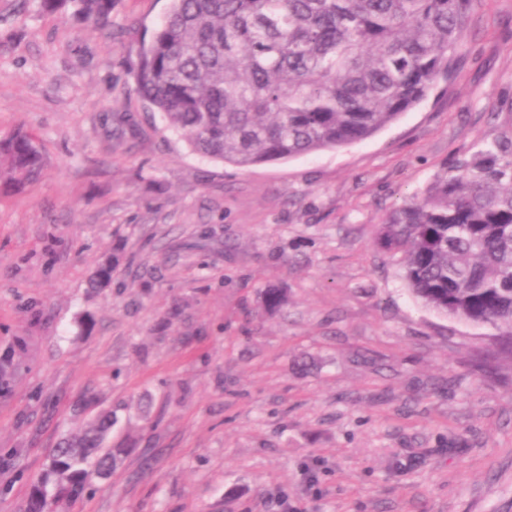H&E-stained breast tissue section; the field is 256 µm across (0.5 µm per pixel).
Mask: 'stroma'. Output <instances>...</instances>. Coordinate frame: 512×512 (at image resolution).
Here are the masks:
<instances>
[{
  "label": "stroma",
  "mask_w": 512,
  "mask_h": 512,
  "mask_svg": "<svg viewBox=\"0 0 512 512\" xmlns=\"http://www.w3.org/2000/svg\"><path fill=\"white\" fill-rule=\"evenodd\" d=\"M168 6L116 0L104 35L0 0V139L32 134L45 162L0 184V512H26L88 398L130 453L73 512H512V351L416 300L374 243L512 131V0H475L453 74L373 137L247 169L135 91ZM116 255L107 256L93 271L90 277V287L94 290L104 288L112 282V273L118 265Z\"/></svg>",
  "instance_id": "1"
}]
</instances>
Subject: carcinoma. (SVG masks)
I'll use <instances>...</instances> for the list:
<instances>
[{
  "mask_svg": "<svg viewBox=\"0 0 512 512\" xmlns=\"http://www.w3.org/2000/svg\"><path fill=\"white\" fill-rule=\"evenodd\" d=\"M101 34L115 0H38ZM474 0H170L135 49V91L192 151L247 169L368 139L420 105L449 76ZM43 156L23 132L0 140V179L35 180ZM375 242L403 254V278L425 306L490 325L512 340V135L471 153L386 214ZM106 257L90 287L112 282ZM264 306L286 302L277 288ZM102 411L61 443L28 512H61L126 448L106 444Z\"/></svg>",
  "mask_w": 512,
  "mask_h": 512,
  "instance_id": "cac0c4a2",
  "label": "carcinoma"
}]
</instances>
